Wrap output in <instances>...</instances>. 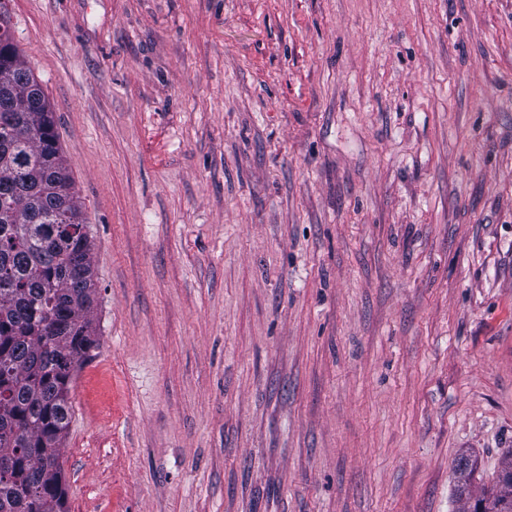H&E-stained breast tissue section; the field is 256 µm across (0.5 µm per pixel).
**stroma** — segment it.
Instances as JSON below:
<instances>
[{
  "label": "stroma",
  "mask_w": 512,
  "mask_h": 512,
  "mask_svg": "<svg viewBox=\"0 0 512 512\" xmlns=\"http://www.w3.org/2000/svg\"><path fill=\"white\" fill-rule=\"evenodd\" d=\"M90 225L68 512H464L512 452V0H5Z\"/></svg>",
  "instance_id": "35a3bbf8"
}]
</instances>
